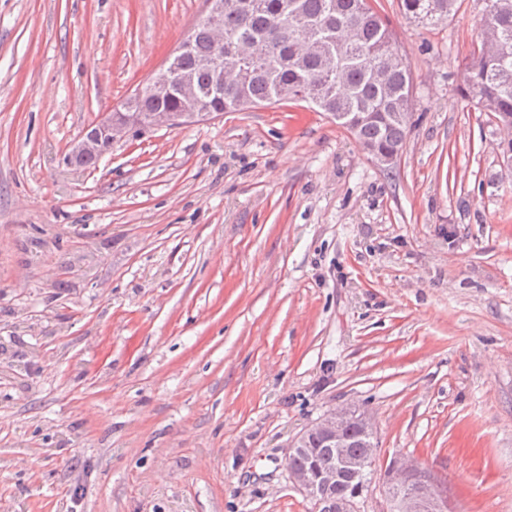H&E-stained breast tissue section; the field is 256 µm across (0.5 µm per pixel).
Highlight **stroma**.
Listing matches in <instances>:
<instances>
[{"mask_svg":"<svg viewBox=\"0 0 512 512\" xmlns=\"http://www.w3.org/2000/svg\"><path fill=\"white\" fill-rule=\"evenodd\" d=\"M396 168L306 104L84 128L205 0H0V512H312L288 446L333 408L455 512H512V161L459 72L484 0L422 26Z\"/></svg>","mask_w":512,"mask_h":512,"instance_id":"obj_1","label":"stroma"}]
</instances>
